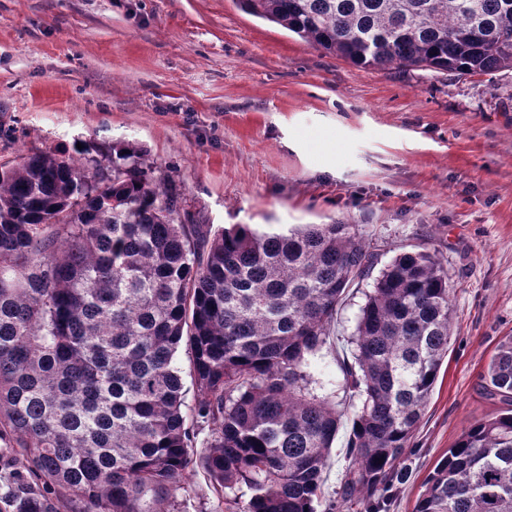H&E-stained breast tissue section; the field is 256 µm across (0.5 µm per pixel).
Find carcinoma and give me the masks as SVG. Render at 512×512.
I'll return each instance as SVG.
<instances>
[{
  "label": "carcinoma",
  "mask_w": 512,
  "mask_h": 512,
  "mask_svg": "<svg viewBox=\"0 0 512 512\" xmlns=\"http://www.w3.org/2000/svg\"><path fill=\"white\" fill-rule=\"evenodd\" d=\"M238 3L358 66L512 70V0ZM106 159L49 149L0 164V446L36 480L0 494V512H162L196 464L237 512H316L348 417L352 466L325 512L358 498L383 512L448 356V269L408 250L374 278L354 224L214 232L135 148ZM370 277L342 368L349 401L319 397L308 357ZM184 342L204 395L190 409ZM483 390L505 408L448 449L415 512H512V336Z\"/></svg>",
  "instance_id": "carcinoma-1"
}]
</instances>
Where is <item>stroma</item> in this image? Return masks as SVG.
<instances>
[{"label":"stroma","mask_w":512,"mask_h":512,"mask_svg":"<svg viewBox=\"0 0 512 512\" xmlns=\"http://www.w3.org/2000/svg\"><path fill=\"white\" fill-rule=\"evenodd\" d=\"M132 144L200 222L353 224L387 265L448 269L453 334L388 512L501 405L481 375L512 336V71L359 67L237 0H0V163ZM341 345L308 359L344 399ZM165 512H226L202 468Z\"/></svg>","instance_id":"obj_1"}]
</instances>
